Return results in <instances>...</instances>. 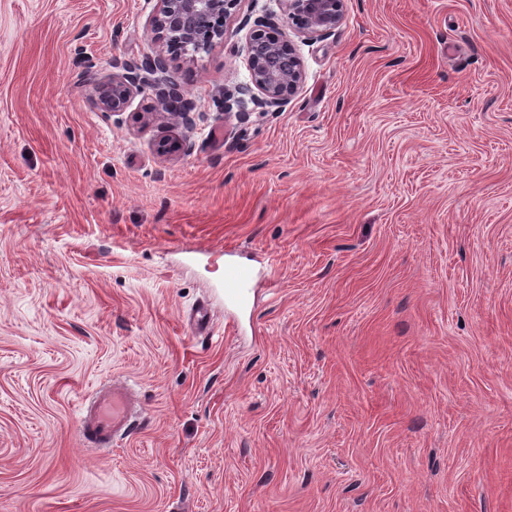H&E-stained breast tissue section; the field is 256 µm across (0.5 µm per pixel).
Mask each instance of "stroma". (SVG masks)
Returning a JSON list of instances; mask_svg holds the SVG:
<instances>
[{
  "label": "stroma",
  "instance_id": "obj_1",
  "mask_svg": "<svg viewBox=\"0 0 512 512\" xmlns=\"http://www.w3.org/2000/svg\"><path fill=\"white\" fill-rule=\"evenodd\" d=\"M158 7L0 0V512H512V0H241L194 55ZM259 16L304 81L225 111ZM155 52L194 128L96 107L86 58ZM116 375L142 428L86 447ZM288 18L295 22L298 33L307 40L333 35L343 18L344 0H282ZM224 296L230 304H244L252 288L254 270L232 259V252H224Z\"/></svg>",
  "mask_w": 512,
  "mask_h": 512
}]
</instances>
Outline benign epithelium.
<instances>
[{
  "label": "benign epithelium",
  "mask_w": 512,
  "mask_h": 512,
  "mask_svg": "<svg viewBox=\"0 0 512 512\" xmlns=\"http://www.w3.org/2000/svg\"><path fill=\"white\" fill-rule=\"evenodd\" d=\"M153 19L154 31L162 39L181 41L193 52L208 51L224 43V28L212 26V18H229L241 0H159ZM288 18L307 40L333 35L343 18L344 0H284ZM271 24L253 22L247 39V63L252 86L238 89L243 95L256 88L260 103L280 110L298 91L304 72L293 49L267 32ZM117 71L98 83L96 104L104 112H123L136 94L153 89L159 115L172 124L188 121L194 105L171 74L168 59L161 53L115 64Z\"/></svg>",
  "instance_id": "obj_1"
}]
</instances>
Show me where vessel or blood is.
Returning a JSON list of instances; mask_svg holds the SVG:
<instances>
[{"instance_id": "b4317fda", "label": "vessel or blood", "mask_w": 512, "mask_h": 512, "mask_svg": "<svg viewBox=\"0 0 512 512\" xmlns=\"http://www.w3.org/2000/svg\"><path fill=\"white\" fill-rule=\"evenodd\" d=\"M254 270L234 259L224 261V296L228 303L242 304L248 299ZM142 417V409L132 389L113 383L96 389L84 400L79 417V433L91 447L111 448L114 441L129 436Z\"/></svg>"}]
</instances>
